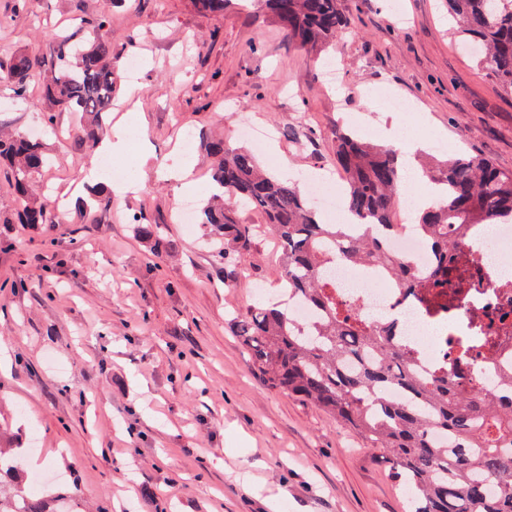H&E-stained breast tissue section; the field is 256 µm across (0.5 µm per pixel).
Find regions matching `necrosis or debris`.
Segmentation results:
<instances>
[{
    "mask_svg": "<svg viewBox=\"0 0 512 512\" xmlns=\"http://www.w3.org/2000/svg\"><path fill=\"white\" fill-rule=\"evenodd\" d=\"M426 184L406 176L398 197L400 220L385 239L388 252L408 259L419 272L431 269L436 256L410 220L412 209L426 202ZM512 225L491 232L472 226L463 247L448 255L444 288H402L387 276L346 262L336 263L327 279L336 292L356 305L359 319L372 326L393 322L403 327L399 342L414 367L435 373L439 363L449 372L475 375L492 397H505L512 385Z\"/></svg>",
    "mask_w": 512,
    "mask_h": 512,
    "instance_id": "obj_1",
    "label": "necrosis or debris"
}]
</instances>
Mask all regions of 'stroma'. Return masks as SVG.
<instances>
[{
	"mask_svg": "<svg viewBox=\"0 0 512 512\" xmlns=\"http://www.w3.org/2000/svg\"><path fill=\"white\" fill-rule=\"evenodd\" d=\"M344 0L350 29L327 54L357 87L345 111L315 56L296 48L260 8L214 16L190 0H35L15 11L0 0V63L18 51L50 57L54 34L73 38L110 14L116 98L104 119H139L131 151L146 150L140 193L111 195L81 221L87 187H112L92 172V147L60 111L45 129L41 79L27 99L0 80V128L38 127L50 164L39 178L64 201L60 222L15 224L17 202L0 171L1 445L25 449L27 475H59L83 512H406L404 490L380 449L312 403L270 388L231 324L258 296L278 301V248L260 239L249 273L237 275L206 247L200 224L177 223L181 196L160 173L180 159L209 190L206 138L238 143L240 121L275 128L251 142L274 175L332 172L336 127L389 130L411 122L384 93L413 103L447 146L512 171V94L463 51L445 0ZM140 60L128 74V58ZM301 124L303 144L282 135ZM190 147H183V140ZM160 225L172 253H154L132 219Z\"/></svg>",
	"mask_w": 512,
	"mask_h": 512,
	"instance_id": "obj_1",
	"label": "stroma"
}]
</instances>
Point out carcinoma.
Instances as JSON below:
<instances>
[{"label":"carcinoma","instance_id":"1","mask_svg":"<svg viewBox=\"0 0 512 512\" xmlns=\"http://www.w3.org/2000/svg\"><path fill=\"white\" fill-rule=\"evenodd\" d=\"M234 0H191L198 9L222 14ZM279 23L288 40L321 53L349 25L344 0H255ZM452 33L477 51L478 65L512 94V0H447ZM110 19L98 18L88 37H56L48 59L11 56L6 75L17 97L29 78L43 73L42 98L74 116L79 136L103 135L112 106L115 71ZM214 160V190L198 208V221L216 256L241 272L251 266L260 237L280 251L288 293L317 312L308 324L293 320L279 303L257 302L233 314L236 336L268 385L312 402L392 460L408 494L409 512H512V395L490 400L465 379L441 374L427 379L409 367V354L391 344L393 327L370 328L336 295L321 271L343 261L387 273L404 288L425 280L441 285L448 276V251L462 246L473 224H512V172L490 161L435 160L423 170L445 199L420 213L418 226L436 256L425 274L388 253L379 230L393 224L402 166L393 145L374 144L336 127V168L346 180L350 213L365 219L352 235L342 224H325L298 183L265 172L255 152L222 138L206 143ZM48 164L46 144L22 131L0 135V167L10 175L19 202L17 223L38 229L50 223L48 198L34 192ZM254 210L264 224H244L240 212ZM137 236L156 252L172 245L156 224L135 220ZM21 457L0 450V512H78L77 496L37 501L21 485H9Z\"/></svg>","mask_w":512,"mask_h":512}]
</instances>
